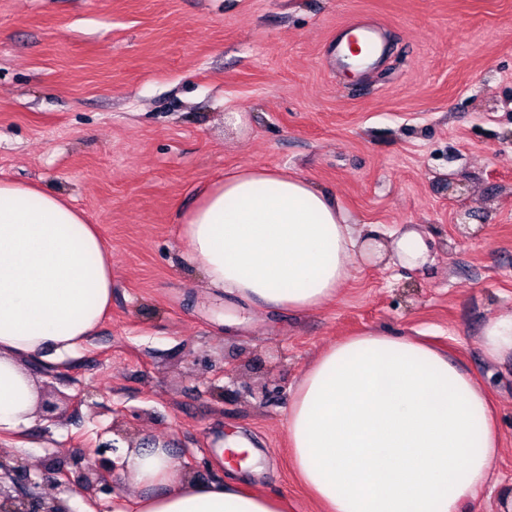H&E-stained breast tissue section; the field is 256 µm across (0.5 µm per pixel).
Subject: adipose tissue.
I'll list each match as a JSON object with an SVG mask.
<instances>
[{
    "instance_id": "obj_1",
    "label": "adipose tissue",
    "mask_w": 512,
    "mask_h": 512,
    "mask_svg": "<svg viewBox=\"0 0 512 512\" xmlns=\"http://www.w3.org/2000/svg\"><path fill=\"white\" fill-rule=\"evenodd\" d=\"M189 261L241 300L304 312L335 299L357 262L381 249L335 195L283 170L247 167L207 185L183 215ZM396 262L421 269L416 231L392 233ZM112 305V260L67 197L0 179V438L28 427L38 384L25 363L58 364L94 335ZM480 345L512 360V311ZM294 470L322 512H462L498 453L482 383L446 353L375 330L328 347L305 371L288 413ZM136 490L126 512H288L286 498L235 474L201 482L164 441L127 449Z\"/></svg>"
}]
</instances>
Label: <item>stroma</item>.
Listing matches in <instances>:
<instances>
[{
    "label": "stroma",
    "mask_w": 512,
    "mask_h": 512,
    "mask_svg": "<svg viewBox=\"0 0 512 512\" xmlns=\"http://www.w3.org/2000/svg\"><path fill=\"white\" fill-rule=\"evenodd\" d=\"M360 18L390 46L363 73L337 66L331 44ZM244 166L314 181L355 224L418 231L432 262L410 270L383 249L303 314L215 292L180 217ZM2 176L70 198L112 256L96 335L60 366L29 364L54 413L0 443L37 492L117 512L135 494L120 474L103 469L90 494L62 481L88 452L118 464L161 439L211 481L238 433L259 454L246 484L320 512L288 452L293 395L320 352L375 329L422 335L483 383L498 485L468 512H504L512 363L487 362L480 332L512 311V0H0Z\"/></svg>",
    "instance_id": "1"
}]
</instances>
